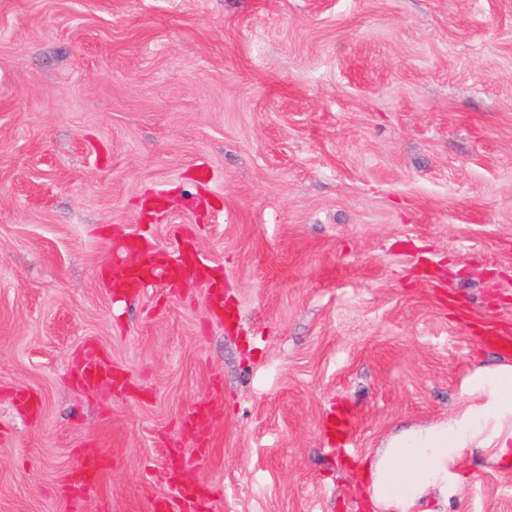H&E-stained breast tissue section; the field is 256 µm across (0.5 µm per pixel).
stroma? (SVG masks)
<instances>
[{
	"label": "stroma",
	"instance_id": "35a3bbf8",
	"mask_svg": "<svg viewBox=\"0 0 512 512\" xmlns=\"http://www.w3.org/2000/svg\"><path fill=\"white\" fill-rule=\"evenodd\" d=\"M144 224L193 233L234 324L190 279L112 295ZM489 327L512 332V0H0V512H71L94 449L112 512H147L177 449L211 512H371L377 448L512 365ZM90 343L128 388L74 382ZM466 476L447 512H512V470ZM323 428L331 443H346L351 434L352 420L348 414L341 413L329 417Z\"/></svg>",
	"mask_w": 512,
	"mask_h": 512
}]
</instances>
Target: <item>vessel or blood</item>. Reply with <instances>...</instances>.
Listing matches in <instances>:
<instances>
[{
  "instance_id": "obj_1",
  "label": "vessel or blood",
  "mask_w": 512,
  "mask_h": 512,
  "mask_svg": "<svg viewBox=\"0 0 512 512\" xmlns=\"http://www.w3.org/2000/svg\"><path fill=\"white\" fill-rule=\"evenodd\" d=\"M189 272L195 273L198 283L206 285L212 313L223 316L224 289L221 284L211 281L208 263L200 256L191 233L182 228L175 234V247L170 254L155 249L149 238H142L140 248L130 261L112 266L107 285L134 296L148 287L154 277H162L165 283L174 285ZM75 380L81 387L93 390L121 383L122 376L107 357L96 352L78 361ZM323 428L330 441L343 443L351 434L352 420L349 415L341 413L329 417ZM106 468L105 455L81 456L66 479L65 490L69 500L76 505L93 500L97 503L98 512H111V504L99 496ZM167 484L168 493L153 497L149 512H208L207 502L197 484L184 481L179 469L168 473Z\"/></svg>"
}]
</instances>
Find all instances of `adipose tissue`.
<instances>
[{
	"label": "adipose tissue",
	"instance_id": "adipose-tissue-1",
	"mask_svg": "<svg viewBox=\"0 0 512 512\" xmlns=\"http://www.w3.org/2000/svg\"><path fill=\"white\" fill-rule=\"evenodd\" d=\"M482 403L452 422L401 430L389 437L363 468L374 512H411L431 494L458 495L466 479L465 458L477 449L494 467L512 468V366L479 377Z\"/></svg>",
	"mask_w": 512,
	"mask_h": 512
}]
</instances>
